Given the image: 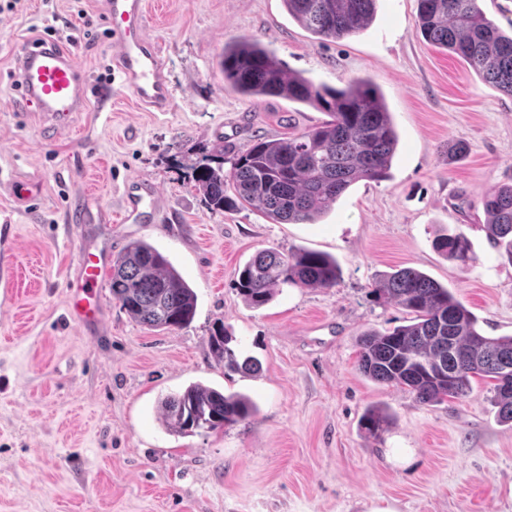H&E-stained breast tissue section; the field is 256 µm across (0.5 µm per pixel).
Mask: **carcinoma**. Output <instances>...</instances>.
<instances>
[{
	"label": "carcinoma",
	"mask_w": 512,
	"mask_h": 512,
	"mask_svg": "<svg viewBox=\"0 0 512 512\" xmlns=\"http://www.w3.org/2000/svg\"><path fill=\"white\" fill-rule=\"evenodd\" d=\"M425 39L455 54L485 81L512 95V34L486 16L478 0H417ZM300 26L321 39L359 33L372 21L376 0H283ZM224 87L252 98L281 97L324 112L329 120L276 139L260 138L233 156L224 172V145L188 166L189 179L210 210L234 212L248 206L275 224H316L359 181L388 177L399 136L383 95L370 80L348 79L341 87L316 84L291 73L275 53L254 37L224 44L220 62ZM487 231L500 256L512 263V184L482 198ZM433 248L463 264L474 260L462 234H443ZM339 278L336 260L326 253L295 250L283 255L259 251L239 272L238 293L253 307L267 304L287 284L332 288ZM112 296L135 322L151 330H172L193 318L196 295L169 259L144 241L128 244L113 261ZM371 294L401 307L408 323L371 331L359 339L358 369L366 377L400 387L426 405L469 395L471 380L492 382L491 401L504 423H512V389L498 381L512 368V336H486L477 319L448 287L414 268L375 278ZM224 372L250 374L260 369L253 357L240 358L232 333L220 325L209 337ZM462 372L457 389L435 376L438 369ZM166 428L178 435L217 430L255 413L252 401L195 383L163 402ZM387 415L369 409L362 428L377 436Z\"/></svg>",
	"instance_id": "1"
}]
</instances>
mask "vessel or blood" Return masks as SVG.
<instances>
[{
	"label": "vessel or blood",
	"instance_id": "b4317fda",
	"mask_svg": "<svg viewBox=\"0 0 512 512\" xmlns=\"http://www.w3.org/2000/svg\"><path fill=\"white\" fill-rule=\"evenodd\" d=\"M104 23L112 39V68L119 79L91 86L72 54L61 51L53 38L21 42L16 51L14 81L23 99L35 109L36 117L50 128L69 125L89 101L106 110L117 90H130L146 107L166 110L171 103V88L164 72L157 42L148 32L146 0H103ZM160 210L158 191L139 178L127 179L122 188L121 221L140 224ZM111 216L94 210L89 198H81L70 213L74 224L110 222ZM107 260L96 255L81 263L68 286L71 298L68 314L83 325L98 323L101 306L96 290L105 280Z\"/></svg>",
	"mask_w": 512,
	"mask_h": 512
}]
</instances>
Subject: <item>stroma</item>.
<instances>
[{
    "instance_id": "stroma-1",
    "label": "stroma",
    "mask_w": 512,
    "mask_h": 512,
    "mask_svg": "<svg viewBox=\"0 0 512 512\" xmlns=\"http://www.w3.org/2000/svg\"><path fill=\"white\" fill-rule=\"evenodd\" d=\"M172 92L167 111L131 91L45 134L11 80L18 37L55 26L81 70L101 79L114 50L102 0H20L0 12V512H512V426L500 423L489 382L439 405L370 380L358 340L404 324L376 299V275L419 269L448 286L485 335H512V263L485 229L481 197L512 183V96L430 45L417 0H378L356 35L322 40L282 0H147ZM255 37L286 69L333 86L367 76L399 134L387 179L354 184L316 224H274L243 208L209 210L187 166L223 144L225 158L259 137L319 126L326 116L278 97L225 89L227 42ZM466 144L451 161L448 147ZM28 179L30 211L13 208L10 182ZM157 186L145 224H73L74 198L92 193L117 213L122 182ZM464 234L473 262L432 248ZM167 256L197 297L192 321L170 331L134 322L100 290L103 322L88 330L66 312L67 281L84 247L116 258L133 241ZM329 254L335 287L288 285L255 308L235 289L258 251ZM229 326L255 374L225 375L209 336ZM199 383L249 397L250 419L190 436L171 433L162 401ZM391 420L380 437L368 409Z\"/></svg>"
}]
</instances>
